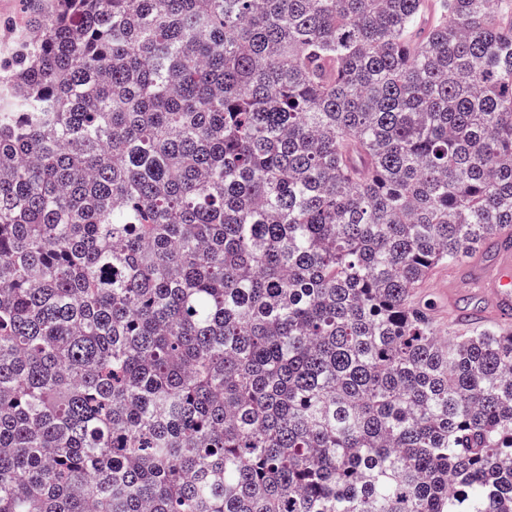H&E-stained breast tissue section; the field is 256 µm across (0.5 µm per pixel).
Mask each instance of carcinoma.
<instances>
[{
    "instance_id": "carcinoma-1",
    "label": "carcinoma",
    "mask_w": 512,
    "mask_h": 512,
    "mask_svg": "<svg viewBox=\"0 0 512 512\" xmlns=\"http://www.w3.org/2000/svg\"><path fill=\"white\" fill-rule=\"evenodd\" d=\"M39 0L0 65V512H512V0ZM488 247L477 250L474 259L460 265L456 271L455 288L475 301V308L461 312L459 325L469 328L474 324L492 320L512 327V235L510 230L500 233L492 241L496 256L491 264L480 262ZM446 267H448V265L435 267L421 288L416 289L413 299L415 303L430 305V310H434L438 313L436 317L433 318V321L441 334L448 336V332L451 334L462 333L450 328V326L453 325L456 308L466 303V297L457 298L455 301L448 303V307L440 300L439 293L443 295V288H438V285L444 275L443 269ZM435 305H439L440 309L435 310Z\"/></svg>"
}]
</instances>
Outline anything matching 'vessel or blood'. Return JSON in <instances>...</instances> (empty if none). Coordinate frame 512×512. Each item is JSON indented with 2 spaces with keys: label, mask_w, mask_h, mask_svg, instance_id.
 <instances>
[{
  "label": "vessel or blood",
  "mask_w": 512,
  "mask_h": 512,
  "mask_svg": "<svg viewBox=\"0 0 512 512\" xmlns=\"http://www.w3.org/2000/svg\"><path fill=\"white\" fill-rule=\"evenodd\" d=\"M492 247L496 253L493 263L484 264L475 258L456 271V287L475 302L474 309L460 314L462 327L487 320L512 327V234H499Z\"/></svg>",
  "instance_id": "vessel-or-blood-1"
}]
</instances>
